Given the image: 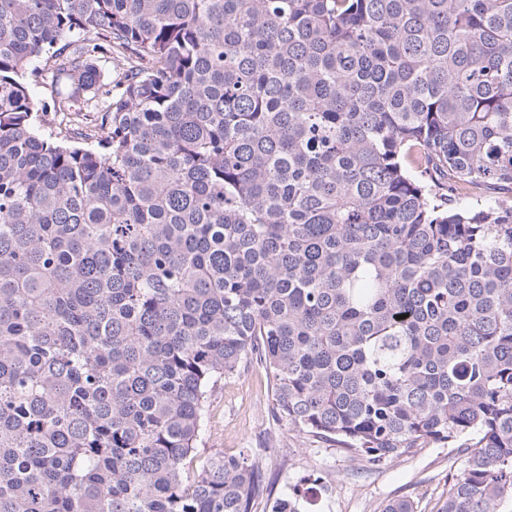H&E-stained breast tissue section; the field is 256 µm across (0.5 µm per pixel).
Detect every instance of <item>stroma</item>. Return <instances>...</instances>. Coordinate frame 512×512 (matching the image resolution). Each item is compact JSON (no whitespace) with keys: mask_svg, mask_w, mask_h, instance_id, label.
<instances>
[{"mask_svg":"<svg viewBox=\"0 0 512 512\" xmlns=\"http://www.w3.org/2000/svg\"><path fill=\"white\" fill-rule=\"evenodd\" d=\"M265 372L253 364L226 379L211 395L200 431L198 454L250 453L274 481L271 497L257 501L252 512H271L305 476L331 489L333 512H381L392 499L410 497L417 512H436L448 489V477L464 458L453 448H420L382 466L348 462L330 443L275 421Z\"/></svg>","mask_w":512,"mask_h":512,"instance_id":"obj_1","label":"stroma"}]
</instances>
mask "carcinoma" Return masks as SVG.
<instances>
[{
  "instance_id": "carcinoma-1",
  "label": "carcinoma",
  "mask_w": 512,
  "mask_h": 512,
  "mask_svg": "<svg viewBox=\"0 0 512 512\" xmlns=\"http://www.w3.org/2000/svg\"><path fill=\"white\" fill-rule=\"evenodd\" d=\"M511 197L512 0H0V512H252L260 463L189 471L252 363L502 512Z\"/></svg>"
}]
</instances>
